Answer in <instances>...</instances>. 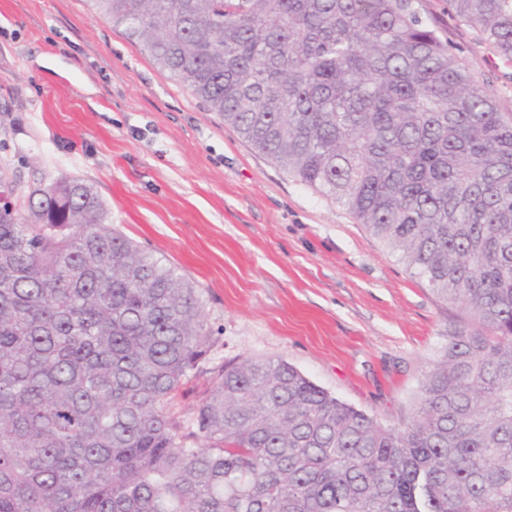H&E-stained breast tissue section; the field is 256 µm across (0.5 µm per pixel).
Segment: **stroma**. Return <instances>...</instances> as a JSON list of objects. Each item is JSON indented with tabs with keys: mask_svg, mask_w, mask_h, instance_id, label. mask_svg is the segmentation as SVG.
<instances>
[{
	"mask_svg": "<svg viewBox=\"0 0 512 512\" xmlns=\"http://www.w3.org/2000/svg\"><path fill=\"white\" fill-rule=\"evenodd\" d=\"M422 15L512 112V63ZM0 168L77 176L109 219L194 283L213 345L179 391L191 417L220 367L285 360L388 426L409 421L453 319L353 215L255 152L86 0H0Z\"/></svg>",
	"mask_w": 512,
	"mask_h": 512,
	"instance_id": "obj_1",
	"label": "stroma"
}]
</instances>
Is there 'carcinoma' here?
Returning a JSON list of instances; mask_svg holds the SVG:
<instances>
[{"label": "carcinoma", "instance_id": "cac0c4a2", "mask_svg": "<svg viewBox=\"0 0 512 512\" xmlns=\"http://www.w3.org/2000/svg\"><path fill=\"white\" fill-rule=\"evenodd\" d=\"M86 2L459 315L401 428L253 358L185 420L197 288L61 176L0 213V512H512V113L417 0Z\"/></svg>", "mask_w": 512, "mask_h": 512}]
</instances>
